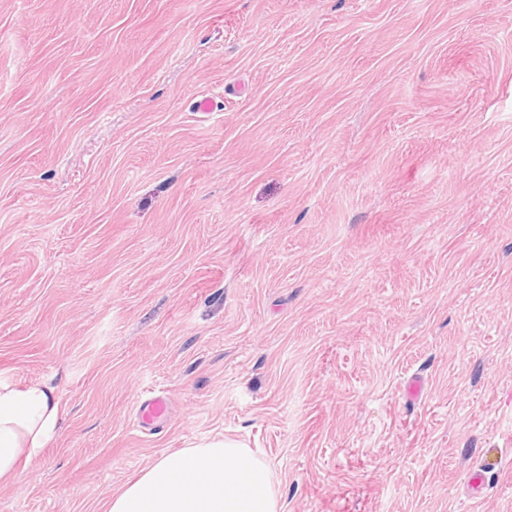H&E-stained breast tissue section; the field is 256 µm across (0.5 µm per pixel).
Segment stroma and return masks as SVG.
I'll return each mask as SVG.
<instances>
[{"label":"stroma","mask_w":512,"mask_h":512,"mask_svg":"<svg viewBox=\"0 0 512 512\" xmlns=\"http://www.w3.org/2000/svg\"><path fill=\"white\" fill-rule=\"evenodd\" d=\"M0 375L62 410L0 512L218 434L283 512H512V0H0ZM141 423L144 427L166 418L169 412V403L166 397L153 394L152 396H138L136 401Z\"/></svg>","instance_id":"stroma-1"}]
</instances>
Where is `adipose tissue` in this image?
Listing matches in <instances>:
<instances>
[{"mask_svg": "<svg viewBox=\"0 0 512 512\" xmlns=\"http://www.w3.org/2000/svg\"><path fill=\"white\" fill-rule=\"evenodd\" d=\"M61 421L60 401L41 383L0 376V480L37 456ZM108 512H282L270 468L243 445L220 436L160 455L113 496Z\"/></svg>", "mask_w": 512, "mask_h": 512, "instance_id": "adipose-tissue-1", "label": "adipose tissue"}]
</instances>
